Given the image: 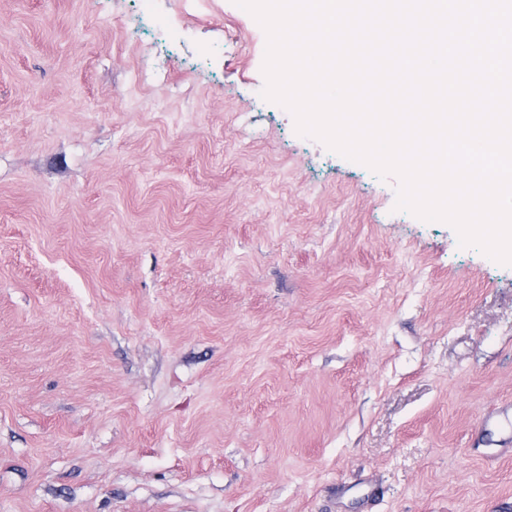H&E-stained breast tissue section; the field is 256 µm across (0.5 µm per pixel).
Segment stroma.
Instances as JSON below:
<instances>
[{
  "label": "stroma",
  "mask_w": 512,
  "mask_h": 512,
  "mask_svg": "<svg viewBox=\"0 0 512 512\" xmlns=\"http://www.w3.org/2000/svg\"><path fill=\"white\" fill-rule=\"evenodd\" d=\"M266 44L0 0V512H512V265L255 97Z\"/></svg>",
  "instance_id": "1"
}]
</instances>
